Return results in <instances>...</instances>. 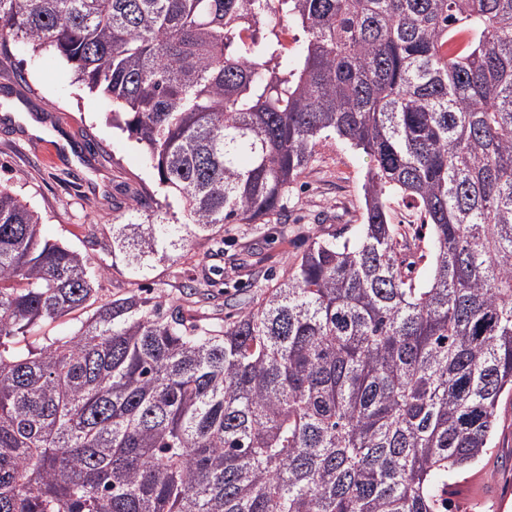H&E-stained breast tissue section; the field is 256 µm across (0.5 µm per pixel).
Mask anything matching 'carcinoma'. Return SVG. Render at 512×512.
<instances>
[{"instance_id": "obj_1", "label": "carcinoma", "mask_w": 512, "mask_h": 512, "mask_svg": "<svg viewBox=\"0 0 512 512\" xmlns=\"http://www.w3.org/2000/svg\"><path fill=\"white\" fill-rule=\"evenodd\" d=\"M19 39L112 101L183 212L113 225L136 267L282 216L328 139L369 163L357 239L312 242L222 330L98 303L0 185V512H448L512 394V0H0ZM391 224H396L402 238L411 244V247H413V244L423 245L427 240L428 232L426 233V229L422 230V234L425 233V239L419 240L418 238L420 237V221L418 215L401 203L395 202L392 204Z\"/></svg>"}]
</instances>
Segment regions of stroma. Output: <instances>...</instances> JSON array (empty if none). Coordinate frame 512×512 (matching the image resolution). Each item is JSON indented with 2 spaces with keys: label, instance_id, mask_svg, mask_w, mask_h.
Wrapping results in <instances>:
<instances>
[{
  "label": "stroma",
  "instance_id": "1",
  "mask_svg": "<svg viewBox=\"0 0 512 512\" xmlns=\"http://www.w3.org/2000/svg\"><path fill=\"white\" fill-rule=\"evenodd\" d=\"M0 55V185L38 212L46 239L101 268L100 301L157 297L190 320L220 326L314 239L356 237L368 159L329 143L285 198L286 223L228 224L134 269L114 247L112 227L125 222L137 198L164 200L144 149L112 129L111 103L75 83L73 69L53 51L12 42ZM18 70L24 81L14 79ZM193 286L198 294H190ZM448 497L453 512H512V395L500 400L491 454L460 475Z\"/></svg>",
  "mask_w": 512,
  "mask_h": 512
}]
</instances>
